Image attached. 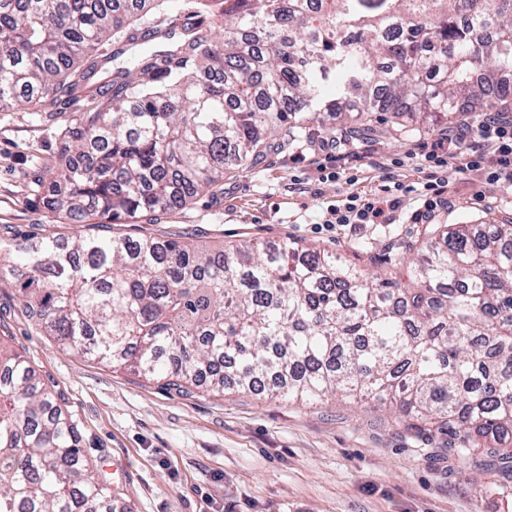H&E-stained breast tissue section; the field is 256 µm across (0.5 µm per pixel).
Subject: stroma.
I'll list each match as a JSON object with an SVG mask.
<instances>
[{
    "instance_id": "35a3bbf8",
    "label": "stroma",
    "mask_w": 512,
    "mask_h": 512,
    "mask_svg": "<svg viewBox=\"0 0 512 512\" xmlns=\"http://www.w3.org/2000/svg\"><path fill=\"white\" fill-rule=\"evenodd\" d=\"M338 117L279 134L248 170H231L214 195L198 197L143 225L149 236L216 251L229 244L298 242L381 277L418 240L411 216L427 175L412 153L427 139L410 121L373 116L350 142L357 182L322 181L313 164L323 137L348 131ZM59 125L28 110L0 112V229L71 234L64 214L45 210L31 182L58 164ZM399 158L405 187L391 224H325L328 209L379 189V163ZM450 205L441 224L512 219V193L442 171ZM0 341L65 396L81 424L82 446L128 512H512L498 474L465 468L423 449L387 412L329 396L316 404L249 394L178 392L78 357L44 335L0 281Z\"/></svg>"
}]
</instances>
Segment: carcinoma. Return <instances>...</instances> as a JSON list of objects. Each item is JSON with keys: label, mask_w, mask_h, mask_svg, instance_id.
Here are the masks:
<instances>
[{"label": "carcinoma", "mask_w": 512, "mask_h": 512, "mask_svg": "<svg viewBox=\"0 0 512 512\" xmlns=\"http://www.w3.org/2000/svg\"><path fill=\"white\" fill-rule=\"evenodd\" d=\"M167 2L0 0V112L67 115L34 191L90 229L0 237V277L65 349L180 392L367 401L511 491L512 220L425 229L406 282L298 244L97 228L212 194L329 113L480 121L512 101V0H216L222 41L202 19L142 20ZM81 442L64 396L0 344V512H121Z\"/></svg>", "instance_id": "1"}]
</instances>
